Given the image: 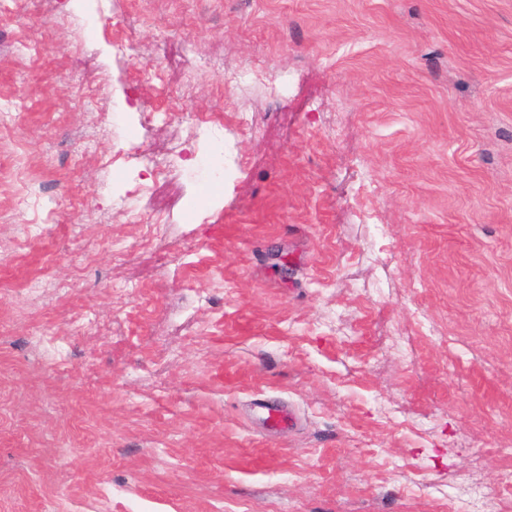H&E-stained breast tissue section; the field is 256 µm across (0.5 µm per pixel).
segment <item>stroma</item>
Returning <instances> with one entry per match:
<instances>
[{"instance_id": "obj_1", "label": "stroma", "mask_w": 512, "mask_h": 512, "mask_svg": "<svg viewBox=\"0 0 512 512\" xmlns=\"http://www.w3.org/2000/svg\"><path fill=\"white\" fill-rule=\"evenodd\" d=\"M0 247V512H501L512 0H0ZM261 408L264 410L260 418L263 426L270 431L288 430L293 415L288 411V407L279 401H267Z\"/></svg>"}]
</instances>
